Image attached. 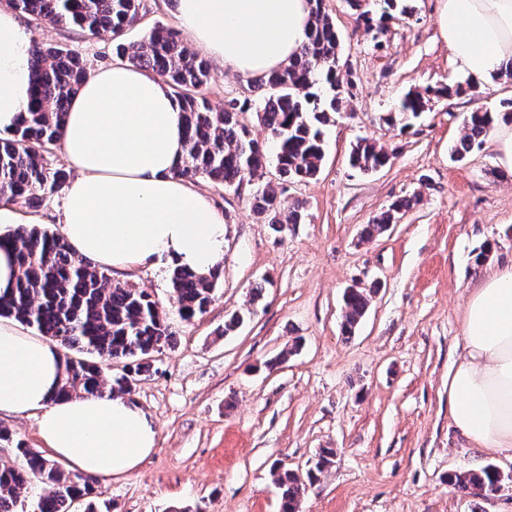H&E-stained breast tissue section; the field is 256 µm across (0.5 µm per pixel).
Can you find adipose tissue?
Wrapping results in <instances>:
<instances>
[{
	"instance_id": "1",
	"label": "adipose tissue",
	"mask_w": 512,
	"mask_h": 512,
	"mask_svg": "<svg viewBox=\"0 0 512 512\" xmlns=\"http://www.w3.org/2000/svg\"><path fill=\"white\" fill-rule=\"evenodd\" d=\"M310 0H176L181 31L244 76L288 63L306 39ZM442 38L482 82L512 70V0H440ZM32 33L0 0V133L32 92ZM184 121L169 87L123 63L88 74L66 110L60 151L75 176L55 221L77 256L119 274L166 264L207 276L224 262L223 216L177 170ZM58 347L0 320V414L39 412L51 458L83 476L119 478L155 445L150 416L123 395H56ZM452 424L480 452H512V263L489 269L468 300L462 353L448 371Z\"/></svg>"
}]
</instances>
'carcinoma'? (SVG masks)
Here are the masks:
<instances>
[{
    "instance_id": "cac0c4a2",
    "label": "carcinoma",
    "mask_w": 512,
    "mask_h": 512,
    "mask_svg": "<svg viewBox=\"0 0 512 512\" xmlns=\"http://www.w3.org/2000/svg\"><path fill=\"white\" fill-rule=\"evenodd\" d=\"M311 24L307 40L285 66L254 79L263 91L257 107L260 125L271 140L279 179L304 180L315 177L324 158L322 127L331 115L346 108V95L353 82L342 72V37L323 0H311ZM399 0H380L379 9L366 0H346L355 12L357 27L372 34L375 46L388 24L412 15V9L398 7ZM15 8L31 22L72 26L89 36L112 34L117 55L132 66L161 76L183 112L186 125V155L178 173L184 178L204 176L227 188L239 189L256 180L250 204L265 223L277 228L299 224L303 219L300 201L286 203L282 195L264 180L266 145L252 137L238 120L248 100L236 98L214 105L205 96L207 64L190 52L173 30L153 27L137 44H125L126 33L138 26L145 14L143 0H19ZM88 70L83 59L63 47H46L32 42L33 97L22 122L0 137V202L20 198L41 203L62 192L69 175L53 165L59 146L62 122L71 97L76 94ZM479 86L466 80L454 86L409 93L400 103L399 114L417 118L428 95L462 96L478 94ZM493 127V113L480 108L468 113L464 134L454 149L457 160L480 145ZM388 152L366 140L351 148L350 165L361 172H373L388 164ZM413 207V199H399L366 225L362 237L369 239L395 224ZM10 246L16 257L18 276L13 292L0 295V317L12 318L57 342L64 354V377L56 396L77 393H123L138 377L148 372L155 355L174 341V333L151 295L126 284L112 283L111 276L76 256L59 235L20 224L0 248ZM219 273L200 277L174 268L170 287L181 319L190 321L206 313L213 299ZM342 333L354 330L370 303L365 288L344 293ZM75 351L81 357H72ZM95 354L104 361L124 362L122 374L107 383L98 362L82 354ZM0 441L15 445L18 463L0 466V512H27L21 492L37 481L44 493L32 505V512H112V503H96L97 479L66 474L53 460L0 429ZM281 490V512H300L306 489L301 476L276 468ZM460 491L489 498L512 482L511 473L492 465L448 475Z\"/></svg>"
}]
</instances>
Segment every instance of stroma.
<instances>
[{"label": "stroma", "mask_w": 512, "mask_h": 512, "mask_svg": "<svg viewBox=\"0 0 512 512\" xmlns=\"http://www.w3.org/2000/svg\"><path fill=\"white\" fill-rule=\"evenodd\" d=\"M409 5L412 17L392 23L377 48L344 0H326L356 85L325 129L319 175L285 184V200L305 204L304 223L274 232L252 212L250 186L197 177L227 229L208 311L180 319L166 267L119 275L154 296L176 343L130 392L157 437L139 468L97 485L114 512H279L274 466L306 474L323 448L336 454L301 512H512V486L479 499L448 482L488 463L512 473V456L468 448L448 416V368L468 296L485 269L512 263V174L497 166L492 140L461 161L452 152L466 113L499 111L512 78L483 84L474 98L431 97L409 128L387 124L407 93L466 79L439 34V0ZM33 33L92 70L117 59L107 33L50 24ZM209 69L210 100L258 99L249 78L214 61ZM360 137L389 152L384 168L349 167ZM403 197L416 203L401 221L361 240L363 226ZM483 248L488 256L475 265ZM260 281L266 290L254 306ZM351 287L374 295L347 339L342 294ZM243 310L248 319L224 334L228 314Z\"/></svg>", "instance_id": "1"}]
</instances>
